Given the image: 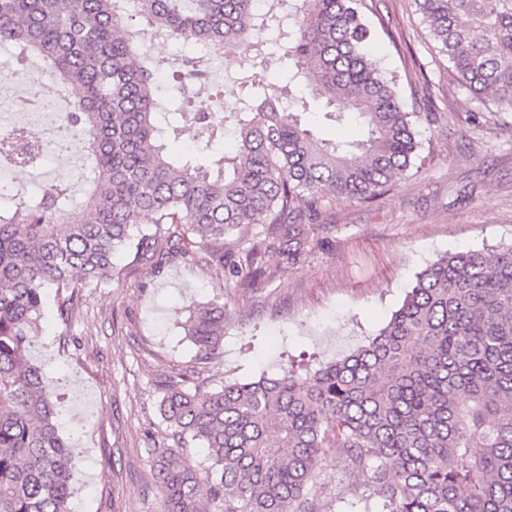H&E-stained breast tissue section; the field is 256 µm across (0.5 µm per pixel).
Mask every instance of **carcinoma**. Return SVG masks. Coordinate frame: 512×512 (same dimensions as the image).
Listing matches in <instances>:
<instances>
[{"label": "carcinoma", "instance_id": "carcinoma-1", "mask_svg": "<svg viewBox=\"0 0 512 512\" xmlns=\"http://www.w3.org/2000/svg\"><path fill=\"white\" fill-rule=\"evenodd\" d=\"M448 70L471 98L512 112V0H414ZM366 0H300L283 18L255 0H0V43L33 56L60 77L72 109L64 129L90 156L87 199L74 202L58 180L27 202L0 187V512H73L71 457L42 369L27 358L55 289L67 323L77 289L109 283L113 259L135 248L151 261L164 238L190 239L224 259V235L268 225L279 252L302 253L323 206L369 201L418 159L414 124L398 76L367 50ZM286 26L280 44L288 84L269 80L265 60L240 78L239 107L217 110L156 94L138 61L144 31L193 40L225 54ZM352 120L356 141L316 137L309 100ZM234 150L216 169L167 152L194 128L202 148ZM154 224L153 234L134 230ZM262 249L238 273L253 279ZM185 336L201 360L224 348V305L195 306ZM168 375L159 408L177 446L150 461L167 512H319L325 449L366 478L382 512H512V245L444 256L416 275L402 305L368 344L305 379L293 371L226 383L214 392ZM208 450L205 474L180 447Z\"/></svg>", "mask_w": 512, "mask_h": 512}]
</instances>
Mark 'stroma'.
I'll list each match as a JSON object with an SVG mask.
<instances>
[{
    "instance_id": "1",
    "label": "stroma",
    "mask_w": 512,
    "mask_h": 512,
    "mask_svg": "<svg viewBox=\"0 0 512 512\" xmlns=\"http://www.w3.org/2000/svg\"><path fill=\"white\" fill-rule=\"evenodd\" d=\"M377 27L372 48L383 71L399 75L406 111L425 159L372 202L337 199L296 259L272 250L256 281L235 271L253 244L257 224L224 238L223 261L203 250L169 253L161 266L118 254L111 283L81 291L70 323L46 300L30 359L46 366L45 386L72 451V501L78 512H165L149 450L175 445L160 412L172 369L187 390H219L281 366L312 372L374 337L402 304L415 276L437 259L512 243V112L470 100L437 52L413 0H368ZM202 47L147 44L142 59L160 73L159 91L174 94L171 65ZM256 52L242 44L234 68L210 55L212 83L228 106ZM89 174L81 157L51 155L42 169L16 181L19 195L64 177L82 192ZM224 305V352L199 362L182 324L202 302ZM324 512H380L360 479L334 453L321 468Z\"/></svg>"
}]
</instances>
